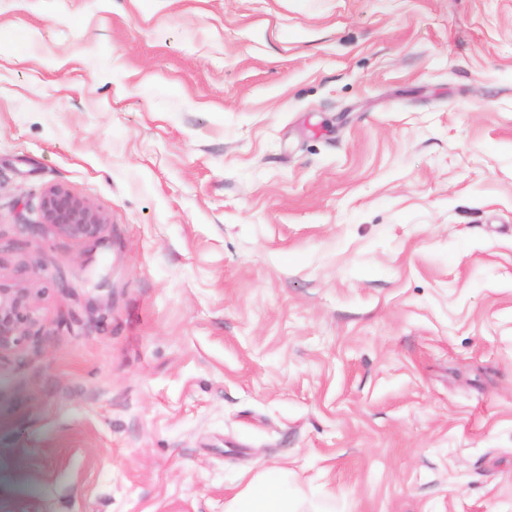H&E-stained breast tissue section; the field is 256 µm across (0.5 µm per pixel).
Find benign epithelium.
Segmentation results:
<instances>
[{"label": "benign epithelium", "instance_id": "1", "mask_svg": "<svg viewBox=\"0 0 512 512\" xmlns=\"http://www.w3.org/2000/svg\"><path fill=\"white\" fill-rule=\"evenodd\" d=\"M51 225L74 240L94 238L103 225L102 216L65 189H50L43 198L39 226ZM37 293L21 282L0 281V351L18 345L33 322Z\"/></svg>", "mask_w": 512, "mask_h": 512}]
</instances>
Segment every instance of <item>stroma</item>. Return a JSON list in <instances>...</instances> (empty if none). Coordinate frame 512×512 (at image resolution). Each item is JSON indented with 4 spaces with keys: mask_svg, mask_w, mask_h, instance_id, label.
<instances>
[{
    "mask_svg": "<svg viewBox=\"0 0 512 512\" xmlns=\"http://www.w3.org/2000/svg\"><path fill=\"white\" fill-rule=\"evenodd\" d=\"M20 267L0 512H512V0H0ZM40 224H28L36 230L51 225L74 240L94 238L103 225L102 216L90 205L65 189H50L43 198ZM225 512H296L288 497L282 475L273 473L255 477L226 504Z\"/></svg>",
    "mask_w": 512,
    "mask_h": 512,
    "instance_id": "obj_1",
    "label": "stroma"
}]
</instances>
